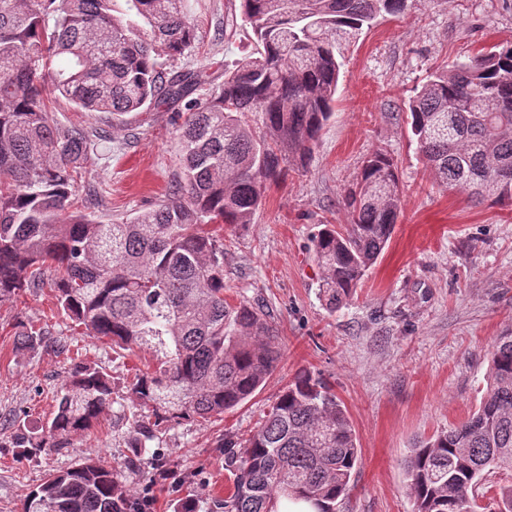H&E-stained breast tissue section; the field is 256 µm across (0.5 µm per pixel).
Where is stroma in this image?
I'll return each mask as SVG.
<instances>
[{
    "label": "stroma",
    "instance_id": "35a3bbf8",
    "mask_svg": "<svg viewBox=\"0 0 512 512\" xmlns=\"http://www.w3.org/2000/svg\"><path fill=\"white\" fill-rule=\"evenodd\" d=\"M197 40L175 65L202 71V93L219 92L225 66L250 50L240 0H190ZM512 45V0H408L353 39L334 112L306 167L268 185L250 224L214 225L224 239L225 296L263 306L278 324L283 358L245 404L222 419L169 425L159 440L167 477L128 465L136 433L128 383L154 363L151 350L115 353L84 336L50 288L0 302V512H20L52 470L93 455L126 488L146 494L149 512H219L232 486L224 438L247 436L283 387L307 371L329 383L348 410L361 459L348 512H413L405 464L437 431L463 421L486 391L490 352L512 330V210L475 204L432 184L405 123L410 96L428 72L480 51ZM183 104L128 114L126 130L97 148L83 175L102 198L98 217L121 222L152 209L183 172L178 149ZM381 149L403 188V212L354 299L327 308L311 237L346 223L345 190L365 158ZM24 321L66 341L67 353L15 343ZM94 363L112 377L116 401L98 425L73 435L63 453L26 455L10 442L18 421L45 425L70 370Z\"/></svg>",
    "mask_w": 512,
    "mask_h": 512
}]
</instances>
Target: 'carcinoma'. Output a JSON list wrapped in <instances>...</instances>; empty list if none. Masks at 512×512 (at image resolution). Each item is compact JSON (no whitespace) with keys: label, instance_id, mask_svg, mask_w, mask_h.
I'll list each match as a JSON object with an SVG mask.
<instances>
[{"label":"carcinoma","instance_id":"carcinoma-1","mask_svg":"<svg viewBox=\"0 0 512 512\" xmlns=\"http://www.w3.org/2000/svg\"><path fill=\"white\" fill-rule=\"evenodd\" d=\"M0 0V302L49 287L83 334L156 352L129 392L139 409L132 467L165 425L206 423L249 399L283 357L262 308L224 300V241L210 224H249L267 184L306 166L333 114L343 41L407 0H241L254 51L224 68L217 94L188 101L179 140L184 183L167 201L122 223L69 212L94 148L111 133L62 127L45 95L112 116L168 105L205 84L203 73L162 68L195 42L188 0ZM260 114V138L241 116ZM407 125L437 185L512 208V46L430 73L410 97ZM348 224L312 236L321 293L349 301L391 238L402 211L393 161L375 151L342 199ZM18 345L64 341L19 324ZM101 367L74 369L41 431L22 425L11 445L61 453L114 403ZM360 460L344 404L322 380L298 374L246 439L224 437L232 492L224 512H275L279 498L338 512ZM512 472V331L496 337L487 389L462 422L406 460L414 512H476L472 491L489 472ZM95 457L47 475L21 512H146Z\"/></svg>","mask_w":512,"mask_h":512}]
</instances>
